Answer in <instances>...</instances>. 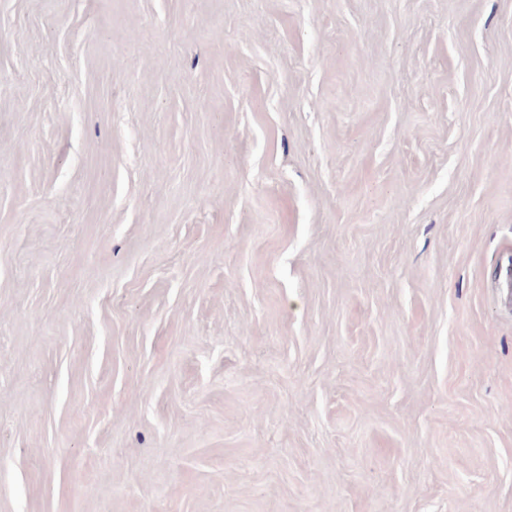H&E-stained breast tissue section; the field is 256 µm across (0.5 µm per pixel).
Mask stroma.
Returning <instances> with one entry per match:
<instances>
[{"label":"stroma","instance_id":"obj_1","mask_svg":"<svg viewBox=\"0 0 512 512\" xmlns=\"http://www.w3.org/2000/svg\"><path fill=\"white\" fill-rule=\"evenodd\" d=\"M512 0H0V512H512Z\"/></svg>","mask_w":512,"mask_h":512}]
</instances>
